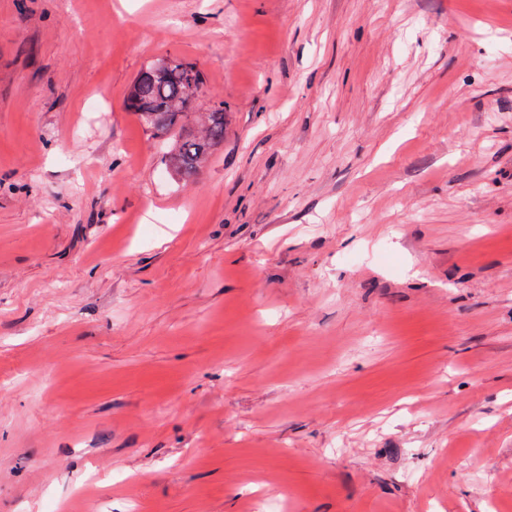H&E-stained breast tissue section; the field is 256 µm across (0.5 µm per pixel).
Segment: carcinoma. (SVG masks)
<instances>
[{
    "instance_id": "1",
    "label": "carcinoma",
    "mask_w": 512,
    "mask_h": 512,
    "mask_svg": "<svg viewBox=\"0 0 512 512\" xmlns=\"http://www.w3.org/2000/svg\"><path fill=\"white\" fill-rule=\"evenodd\" d=\"M202 84L201 72L190 62H172L163 79L155 75L152 63L140 71L127 98L129 111L166 146L169 172L185 181L224 143V101L201 115L193 111L194 98L187 90Z\"/></svg>"
}]
</instances>
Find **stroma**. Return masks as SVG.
I'll list each match as a JSON object with an SVG mask.
<instances>
[{
	"mask_svg": "<svg viewBox=\"0 0 512 512\" xmlns=\"http://www.w3.org/2000/svg\"><path fill=\"white\" fill-rule=\"evenodd\" d=\"M1 390L0 512H512V0H0ZM157 62L140 71L128 94L127 106L146 129L162 139L169 172L189 181L224 143V104L219 101L211 112L202 115L193 112L195 98L187 90L203 84L201 72L193 63L172 60L166 77L159 79L155 75ZM172 99L179 101L175 110L171 109Z\"/></svg>",
	"mask_w": 512,
	"mask_h": 512,
	"instance_id": "1",
	"label": "stroma"
}]
</instances>
